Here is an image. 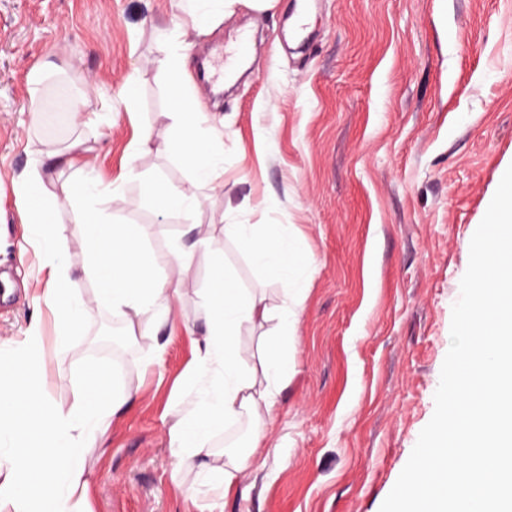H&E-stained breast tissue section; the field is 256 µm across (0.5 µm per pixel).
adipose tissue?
<instances>
[{
    "label": "adipose tissue",
    "instance_id": "1",
    "mask_svg": "<svg viewBox=\"0 0 512 512\" xmlns=\"http://www.w3.org/2000/svg\"><path fill=\"white\" fill-rule=\"evenodd\" d=\"M278 0H185V18L174 32L179 45H191L212 25L236 13L239 7L255 12L272 10ZM183 140L193 145L181 153V161L197 181L212 191L224 190V132L208 123L202 110L193 115L177 112ZM77 167L79 198L92 199L115 194L111 185L92 175L89 150L74 141L60 150L45 148L15 184L18 201L34 215L38 226L36 244L50 273L42 300L55 314L60 337L74 335L82 327L85 301L70 295L68 284L83 277L97 283L94 301L107 305L126 325L150 316L155 329L172 319L171 291L190 271L197 246L189 241L172 254L167 265L170 276L160 281L148 274L142 261L143 237L133 225L116 224L97 210H89L81 225L88 243L82 266L66 264L58 247L60 230L55 211L58 196L45 192L44 176L57 166ZM225 238L242 244L254 261L281 270L303 262V255L287 240H263L248 224H228ZM213 275L224 276L225 288H206L200 303L207 312V333L197 345L193 376L204 377L209 387L197 410L178 417L169 429V445L179 457L198 456L212 428L220 420L232 421L247 415L253 425L250 452L228 454L220 466L203 461L202 473L223 496L236 493L240 475L256 466L254 454L263 441V427L270 417L276 392L290 372L288 350L293 343L297 306L282 308L271 336L258 339L259 364L244 368L240 335L242 330L263 325L269 318L264 295L246 294L225 276L223 262H215ZM41 351V324L32 320L27 342L19 357L0 359V471L11 481L1 489L14 505V512H92L85 477L86 454L95 441L100 423L116 414L132 397L131 391L114 386L84 384L71 405L47 403L41 393L40 373L33 361Z\"/></svg>",
    "mask_w": 512,
    "mask_h": 512
}]
</instances>
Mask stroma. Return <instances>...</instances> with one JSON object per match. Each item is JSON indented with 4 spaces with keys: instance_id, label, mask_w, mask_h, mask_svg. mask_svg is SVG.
<instances>
[{
    "instance_id": "stroma-1",
    "label": "stroma",
    "mask_w": 512,
    "mask_h": 512,
    "mask_svg": "<svg viewBox=\"0 0 512 512\" xmlns=\"http://www.w3.org/2000/svg\"><path fill=\"white\" fill-rule=\"evenodd\" d=\"M182 19L178 0H0V348L20 346L34 298L47 286L35 230L14 182L43 141L29 110L32 73L61 66L69 91L95 95L54 147L82 139L114 184L112 220L144 234L156 278L187 227L207 240L180 284L173 324L120 325L114 356L101 334L111 308L92 279L81 331L58 341L44 315L43 397L71 404L88 375L106 373L133 399L99 432L87 459L93 512H379L435 408L450 346L452 306L471 238L512 165V0H279L239 8L187 52L190 72L250 26L249 71L223 96L190 91L224 118V190L197 186L199 206L161 212L145 193L157 179L193 175L159 144L178 136L158 34ZM138 92L125 104L122 88ZM149 133L152 150L137 147ZM65 260L87 245L80 203L56 213ZM228 224L286 239L308 256L289 273L255 264L225 239ZM279 310L284 288L302 298L288 353L293 373L265 426L261 465L235 496L204 482L199 460L176 459L169 428L194 408L192 381L206 319L199 295L211 268ZM159 361L150 368L149 355Z\"/></svg>"
}]
</instances>
